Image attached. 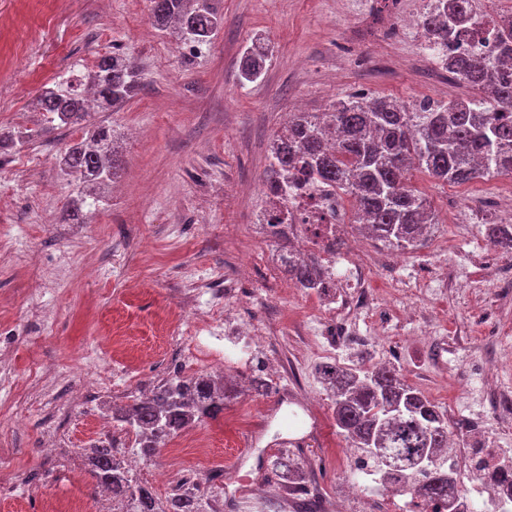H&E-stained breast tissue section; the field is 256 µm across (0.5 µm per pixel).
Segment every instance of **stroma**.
<instances>
[{
  "mask_svg": "<svg viewBox=\"0 0 512 512\" xmlns=\"http://www.w3.org/2000/svg\"><path fill=\"white\" fill-rule=\"evenodd\" d=\"M347 2L220 0L217 37L185 54L175 36L152 26L149 0H0V128L34 126L43 86L85 84L100 55H128L141 74L124 106L91 117L116 130L119 168L84 223L62 221L78 181L56 163L80 131L48 127L34 144L0 155V378L13 384L0 404V512H58L72 503L100 512L83 450L99 440L113 405L172 378L178 345L196 333L195 306L224 303L237 323L258 325L261 339L242 374L262 375L270 390L243 388L217 417L194 424L203 447L180 433L138 460V481L159 501L172 489L157 483V470L191 471L201 512H237L224 502L225 484L260 468L273 479L279 512H294L271 466L288 435L287 451L307 464L322 507L340 501L347 512H369L385 500L409 512L408 496L349 490L350 449L316 376L324 347L347 367L387 361L442 411L478 420L496 447L512 448L481 399L488 386L512 388V301L490 295L512 272V255L495 252L485 235L486 223H512L502 206L512 180L445 184L412 171L409 184L428 199L435 223L409 251L360 240L346 198L341 256L372 266L367 286L392 321L386 336L356 311L344 315L352 335L314 327L321 301L289 285L279 244L257 222L268 146L288 113L329 112L356 92L407 104L470 94L421 54L417 32L402 23L422 14L425 0H365L358 13ZM259 34L273 55L264 77L244 84L239 58ZM18 55L26 67L14 66ZM424 277L439 292L410 296ZM481 318L503 327L504 360L491 383L474 366L486 339ZM103 375L115 388L73 406L48 431L44 416L58 387ZM51 438L59 442L53 456L44 452Z\"/></svg>",
  "mask_w": 512,
  "mask_h": 512,
  "instance_id": "stroma-1",
  "label": "stroma"
}]
</instances>
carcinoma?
<instances>
[{
  "label": "carcinoma",
  "instance_id": "obj_1",
  "mask_svg": "<svg viewBox=\"0 0 512 512\" xmlns=\"http://www.w3.org/2000/svg\"><path fill=\"white\" fill-rule=\"evenodd\" d=\"M151 20L160 30H173L181 42L209 45L224 17L218 0H150ZM474 0H433L422 14V27L454 80L482 93L479 98L435 102L423 99L400 104L387 96L355 97L336 103L331 112H295L270 146L264 186L270 193L300 176L328 183L353 197L359 220L372 238L388 248L405 250L420 241L432 215L427 199L408 185L413 170L443 183L464 184L477 178L512 173V76L504 65L512 60V19L493 24V38L502 60L488 62L448 48L458 28L471 19ZM271 54L269 41L259 36L243 51L238 76L259 79ZM138 68L123 54L99 59L90 76L97 106L115 108L133 96L140 84ZM36 108L46 122L82 130L81 140L56 157L61 171L78 175L82 188L69 202L66 224L83 223L89 206L84 188L110 183L116 177L114 130L89 123L90 111L81 92L42 90ZM41 135L39 130L3 133L0 151H19ZM492 245L512 252V224H490ZM283 271L298 288L317 289L322 269L317 259L286 248L280 254ZM318 377L332 390L336 427L358 450L357 465L370 469L385 490H417L426 505L444 512H470L461 483L448 473V418L393 367L363 371L336 363L317 367ZM112 413V421L135 436L138 453L157 454L182 429L224 411L227 389L210 375L175 376ZM88 471L101 487L123 501L122 512H197L196 489L161 504L138 484L116 455L115 441H100L86 450ZM402 466L395 482L389 471ZM276 470L297 485L303 464L280 459Z\"/></svg>",
  "mask_w": 512,
  "mask_h": 512
}]
</instances>
